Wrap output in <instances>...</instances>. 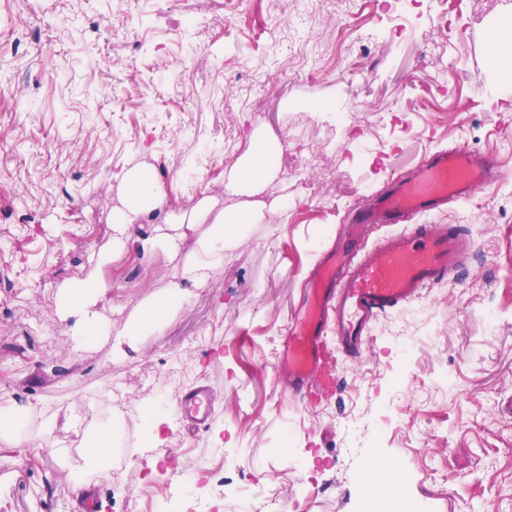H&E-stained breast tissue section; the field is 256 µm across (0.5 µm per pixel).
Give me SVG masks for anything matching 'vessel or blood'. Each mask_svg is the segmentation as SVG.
I'll return each instance as SVG.
<instances>
[{"label":"vessel or blood","instance_id":"b4317fda","mask_svg":"<svg viewBox=\"0 0 512 512\" xmlns=\"http://www.w3.org/2000/svg\"><path fill=\"white\" fill-rule=\"evenodd\" d=\"M511 174L512 168L490 164L482 153L463 147L441 150L356 213L347 227L349 241H360L369 224H398L402 230L350 264L342 247H330L309 272L301 306L280 345L278 373L290 398L331 392L333 363L339 356L361 353L380 315L422 298L456 270L471 248L470 238L457 226L430 223V216ZM411 216L424 218V225L405 228ZM181 409L198 429L207 427L211 408L206 390L185 394Z\"/></svg>","mask_w":512,"mask_h":512}]
</instances>
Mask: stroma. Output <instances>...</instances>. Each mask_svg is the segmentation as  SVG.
<instances>
[{
	"label": "stroma",
	"mask_w": 512,
	"mask_h": 512,
	"mask_svg": "<svg viewBox=\"0 0 512 512\" xmlns=\"http://www.w3.org/2000/svg\"><path fill=\"white\" fill-rule=\"evenodd\" d=\"M510 15L512 0H11L0 43L24 26L37 37L0 54V411L36 402L56 427L47 446L43 424L25 429L28 454L0 445V512H79L81 489L123 512L75 436L115 423L117 392L139 421V400L181 365L216 412L203 431L176 419L157 463H137L125 485L139 501L176 492L187 463L215 467L220 440L252 473L260 512H363L377 458L397 464L410 512H512V177L435 216L471 252L380 316L359 359L339 358L335 395L290 401L277 372L302 278L353 206L437 150L512 162L490 58L492 26ZM362 25L376 40L356 50ZM258 127L285 142L274 190L223 195ZM138 165L169 212L205 194L227 209L291 205L250 225L222 273L116 360L113 337L176 262L104 268L108 331L81 351L58 287L108 248L114 175ZM302 482L316 499L297 496Z\"/></svg>",
	"instance_id": "stroma-1"
}]
</instances>
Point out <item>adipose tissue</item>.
<instances>
[{"instance_id": "ef3b65f1", "label": "adipose tissue", "mask_w": 512, "mask_h": 512, "mask_svg": "<svg viewBox=\"0 0 512 512\" xmlns=\"http://www.w3.org/2000/svg\"><path fill=\"white\" fill-rule=\"evenodd\" d=\"M282 152L277 139L253 136L245 156L232 166L225 192L240 194L268 185L277 169L275 160ZM117 179L121 204L112 211L110 246L101 253L99 266L123 261L132 249L145 259L161 252L183 261L180 274L165 293L142 304L131 334L114 343L112 355L120 358L134 336L158 328L170 310L185 304L192 286L218 276L224 267L225 247L241 238L246 225L256 222L259 214L254 210L218 208L216 198L206 194L173 215L164 210L165 193L151 170L135 166L123 170ZM136 224L149 225V233L133 235ZM109 301V290L98 273H91L76 284H62L58 314L70 323L76 349H84L95 337L103 335L105 325L100 310Z\"/></svg>"}]
</instances>
